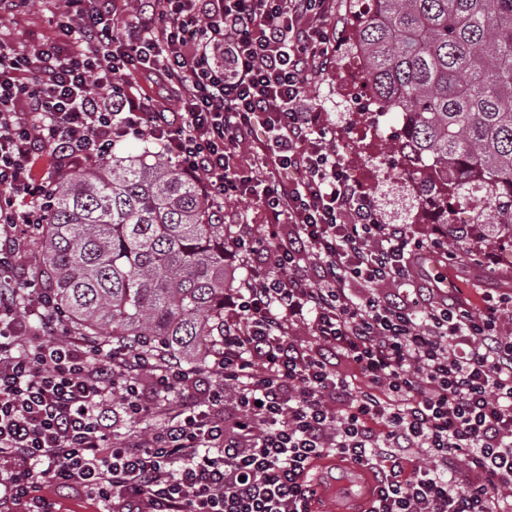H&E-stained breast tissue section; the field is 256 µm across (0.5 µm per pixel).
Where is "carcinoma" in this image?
<instances>
[{"label":"carcinoma","mask_w":512,"mask_h":512,"mask_svg":"<svg viewBox=\"0 0 512 512\" xmlns=\"http://www.w3.org/2000/svg\"><path fill=\"white\" fill-rule=\"evenodd\" d=\"M357 48L378 100L405 121L421 208L437 223L479 190L512 248V0H374ZM35 230L37 276L64 321L112 346L142 341L200 366L224 350L221 215L159 149L112 155L62 176ZM109 331L103 335V331Z\"/></svg>","instance_id":"cac0c4a2"}]
</instances>
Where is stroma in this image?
I'll list each match as a JSON object with an SVG mask.
<instances>
[{
    "instance_id": "stroma-1",
    "label": "stroma",
    "mask_w": 512,
    "mask_h": 512,
    "mask_svg": "<svg viewBox=\"0 0 512 512\" xmlns=\"http://www.w3.org/2000/svg\"><path fill=\"white\" fill-rule=\"evenodd\" d=\"M66 0H28L22 12L0 17V32L28 44L51 30L49 19L64 8ZM338 12L330 22L332 37L339 47L332 65L313 76L309 102L325 115L338 134L336 144L350 174L365 181L382 218L388 224H410L429 235L437 230L430 217L421 211L413 179L403 175L404 157L395 150L399 140L394 113L383 115L358 107L355 100L341 93L338 81L344 71L366 72L365 59L344 53L353 19L349 0H337ZM379 168L377 178L365 180L366 167ZM438 270L468 298H476L481 288L512 290V252L502 250L492 226H485L481 239L470 242L465 252L453 261H441Z\"/></svg>"
}]
</instances>
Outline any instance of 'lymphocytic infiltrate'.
I'll list each match as a JSON object with an SVG mask.
<instances>
[{"label":"lymphocytic infiltrate","instance_id":"1","mask_svg":"<svg viewBox=\"0 0 512 512\" xmlns=\"http://www.w3.org/2000/svg\"><path fill=\"white\" fill-rule=\"evenodd\" d=\"M71 2L51 20L66 41L0 37V512H56L46 485L106 512H312L329 456L372 472L371 512H505L512 293L476 309L420 278L447 235L384 223L306 107L334 0H139L120 29L121 0ZM146 133L213 207L265 219L226 227L251 275L203 401L179 360L72 335L19 272L53 181Z\"/></svg>","mask_w":512,"mask_h":512}]
</instances>
